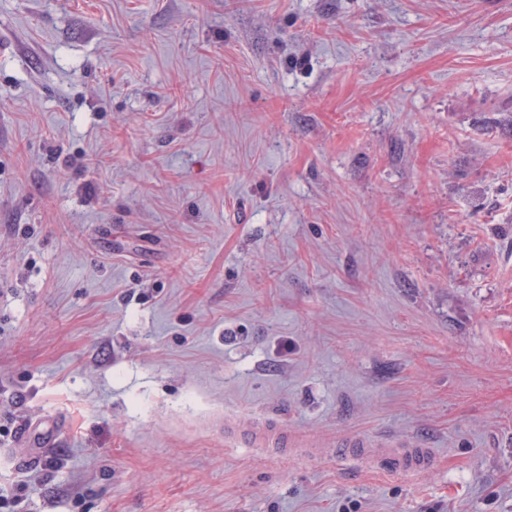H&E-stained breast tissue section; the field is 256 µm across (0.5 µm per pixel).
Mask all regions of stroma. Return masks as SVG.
Masks as SVG:
<instances>
[{
    "instance_id": "obj_1",
    "label": "stroma",
    "mask_w": 512,
    "mask_h": 512,
    "mask_svg": "<svg viewBox=\"0 0 512 512\" xmlns=\"http://www.w3.org/2000/svg\"><path fill=\"white\" fill-rule=\"evenodd\" d=\"M0 41V512H512V0H0ZM379 453L386 454L395 469L403 472H426L432 470L437 462L434 449L419 448L410 442L396 444L394 448H382Z\"/></svg>"
}]
</instances>
